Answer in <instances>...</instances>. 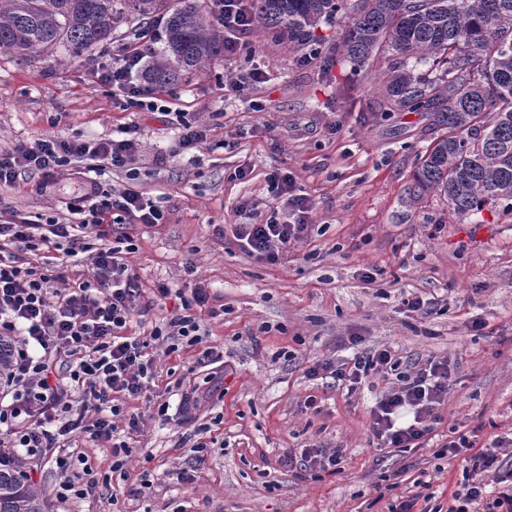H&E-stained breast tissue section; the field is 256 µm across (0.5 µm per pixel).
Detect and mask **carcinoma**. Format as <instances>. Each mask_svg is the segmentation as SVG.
I'll return each instance as SVG.
<instances>
[{"instance_id":"carcinoma-1","label":"carcinoma","mask_w":512,"mask_h":512,"mask_svg":"<svg viewBox=\"0 0 512 512\" xmlns=\"http://www.w3.org/2000/svg\"><path fill=\"white\" fill-rule=\"evenodd\" d=\"M162 0H0V47L21 55L64 48L74 56L112 39L123 15L149 16ZM257 0V22L298 46L312 30L351 21L336 53L366 64L395 57L391 105L435 114L448 130L419 158V189L469 215L486 205L512 209V0ZM163 57L144 72L155 86L224 56V32L185 0L163 26ZM45 492L20 466L0 468V512H49Z\"/></svg>"}]
</instances>
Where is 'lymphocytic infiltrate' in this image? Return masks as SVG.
<instances>
[{"label": "lymphocytic infiltrate", "mask_w": 512, "mask_h": 512, "mask_svg": "<svg viewBox=\"0 0 512 512\" xmlns=\"http://www.w3.org/2000/svg\"><path fill=\"white\" fill-rule=\"evenodd\" d=\"M140 58L126 55L115 59L103 75L105 81L126 90L127 105L154 111V101L143 100L131 83ZM120 139L90 142L64 141L44 136L0 150V187L13 186L20 177L35 175L41 184L52 183L65 168H73L82 184L81 193L70 197L66 207L80 215L76 224H0V467L13 463L17 455L45 458L49 449L69 445L75 437L88 435L108 441L113 454L122 447L113 438L118 422L137 430L141 414L116 404V395L133 399L152 389L154 360L150 345L167 352L202 341L201 310L210 305L207 288L171 292L161 285L154 293L161 302L177 295L179 304L165 324L152 328L149 336H129L127 326L140 315L136 301L142 288L125 260L126 251L112 241L113 212L133 224H159L164 213L142 192L126 189L105 193L94 171L100 163L121 168L135 158L140 129L129 126ZM271 182L287 194L284 216H271L263 224H239L233 233L242 250L267 263L287 256L295 242L308 233L309 204L295 191L287 175L273 174ZM54 247L69 258L93 252L91 273L72 287H59V275L33 265L28 256ZM362 337H349L356 352L338 363L320 359L305 370L308 380L333 379L356 388L371 377L386 379L400 363L387 348L364 351ZM448 394V362L428 357L413 363L397 385L382 391L371 412L370 430L388 448H424L430 441L437 410ZM94 399L98 417L87 420L85 402ZM503 438L485 446L461 436L449 440L438 458H463L468 477L455 490L448 512H512V471L496 480L493 493H486L483 476L492 471ZM60 476L57 497L83 498L99 484L91 465L74 468L66 455L55 458Z\"/></svg>", "instance_id": "f902f5d3"}]
</instances>
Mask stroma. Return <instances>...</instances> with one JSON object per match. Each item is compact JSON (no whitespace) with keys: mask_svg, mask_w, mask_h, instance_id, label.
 I'll list each match as a JSON object with an SVG mask.
<instances>
[{"mask_svg":"<svg viewBox=\"0 0 512 512\" xmlns=\"http://www.w3.org/2000/svg\"><path fill=\"white\" fill-rule=\"evenodd\" d=\"M161 27L157 15L129 17L110 42L79 57L58 50L24 60L0 48V149L46 134L116 139L140 126L133 162L102 169L98 180L109 193H146L165 214L153 226L112 228L136 244L128 264L144 289L146 321L167 315L150 305L160 284L204 286L225 309L204 316L201 346L222 361L197 365L200 348L192 347L156 357L158 390L197 389L191 424L145 421L125 435L117 471L111 445L84 443L103 482L90 496L53 502V512H388L415 495L447 507L464 480L461 460L436 456L449 436L487 443L512 435V211L457 216L445 199L419 193L414 172L437 136L432 118L391 110L390 59L344 63L332 51L336 24L318 28L314 48L259 26L233 32L234 53L165 87L133 72V84L159 109L126 107L99 74L119 54L151 61L164 49ZM256 67L262 83L237 96L232 78ZM180 113L207 129L206 148L180 147ZM272 172L293 177L312 224L275 265L244 253L229 231L263 223L283 206ZM80 187L66 170L45 188L24 178L0 188V220L72 223L65 202ZM368 270L374 281L364 280ZM408 293L432 301L431 312L409 311ZM355 335L412 360L448 359L452 378L429 447H381L369 428L374 393L305 378L313 361L343 358L342 339ZM227 366L224 394L212 393L206 376ZM309 396L318 411L305 409ZM195 432L208 444L201 458ZM313 444L339 449L340 471L282 465L288 451ZM392 476L397 485L385 488Z\"/></svg>","mask_w":512,"mask_h":512,"instance_id":"35a3bbf8","label":"stroma"}]
</instances>
